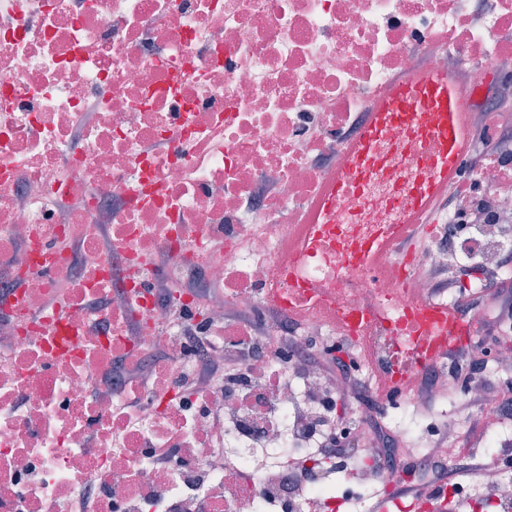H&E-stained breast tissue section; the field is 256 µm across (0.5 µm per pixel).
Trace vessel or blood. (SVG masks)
Listing matches in <instances>:
<instances>
[{
	"label": "vessel or blood",
	"instance_id": "1",
	"mask_svg": "<svg viewBox=\"0 0 512 512\" xmlns=\"http://www.w3.org/2000/svg\"><path fill=\"white\" fill-rule=\"evenodd\" d=\"M394 126L404 127L422 143V175L413 190L411 204L404 208L397 223L352 244L350 272L380 276L392 252L402 249L427 223L435 203L455 180L470 140L460 86L447 73L432 68L396 79L372 105L361 132L343 154L336 182L322 190L309 209L303 231L291 239L295 255L315 258L319 225L328 223L335 200L348 190L351 178L363 177L374 168V146ZM458 316L454 307L438 303L415 301L402 309L391 324L393 334L401 335L404 323L408 322L415 325L417 336L409 363L395 377H384L388 392L408 390L417 376L434 364L438 353L454 343L453 327Z\"/></svg>",
	"mask_w": 512,
	"mask_h": 512
}]
</instances>
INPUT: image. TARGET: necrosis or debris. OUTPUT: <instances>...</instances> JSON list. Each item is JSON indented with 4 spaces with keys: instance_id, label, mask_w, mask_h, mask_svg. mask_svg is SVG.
I'll list each match as a JSON object with an SVG mask.
<instances>
[{
    "instance_id": "1",
    "label": "necrosis or debris",
    "mask_w": 512,
    "mask_h": 512,
    "mask_svg": "<svg viewBox=\"0 0 512 512\" xmlns=\"http://www.w3.org/2000/svg\"><path fill=\"white\" fill-rule=\"evenodd\" d=\"M0 0V512H305L336 499L310 450L326 397L347 379L317 372L336 348L377 361L408 357L389 332L401 303L439 302L421 267L467 262L500 279L512 262V150L465 160L427 232L434 243L373 278L347 269L351 238L393 223L409 202L419 149L401 129L379 145L366 181L335 202L321 258L297 290L287 241L308 203L339 175L336 160L367 100L419 58L512 90V0ZM169 298L153 286L155 272ZM201 274L212 287L185 288ZM65 307L54 321L42 306ZM247 315L232 322L228 310ZM359 309L350 337L327 310ZM280 314V351L242 358L230 337ZM151 391L121 381L155 352ZM240 362L243 379L184 403L177 380L199 359ZM280 381L267 388L259 367ZM169 462L158 470L155 458ZM318 477L282 490L281 461Z\"/></svg>"
}]
</instances>
